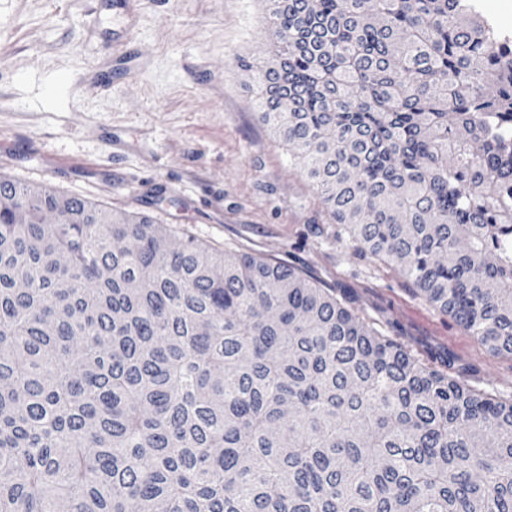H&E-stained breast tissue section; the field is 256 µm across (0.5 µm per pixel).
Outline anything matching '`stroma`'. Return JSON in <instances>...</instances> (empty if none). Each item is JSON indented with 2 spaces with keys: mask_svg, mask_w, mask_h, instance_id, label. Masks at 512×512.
Instances as JSON below:
<instances>
[{
  "mask_svg": "<svg viewBox=\"0 0 512 512\" xmlns=\"http://www.w3.org/2000/svg\"><path fill=\"white\" fill-rule=\"evenodd\" d=\"M132 71L106 60L123 18L93 0H0V177L148 215L178 238L281 261L408 347L452 359L472 386L512 394V357L428 304L395 263L359 252L284 141L259 122L237 63L266 57L265 0H131ZM126 142L113 151L112 139ZM66 160L55 170L49 156Z\"/></svg>",
  "mask_w": 512,
  "mask_h": 512,
  "instance_id": "obj_1",
  "label": "stroma"
}]
</instances>
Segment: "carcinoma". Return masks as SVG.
<instances>
[{
    "mask_svg": "<svg viewBox=\"0 0 512 512\" xmlns=\"http://www.w3.org/2000/svg\"><path fill=\"white\" fill-rule=\"evenodd\" d=\"M267 3L259 119L360 252L512 355V50L462 0ZM59 505L512 512V397L290 265L0 178V512Z\"/></svg>",
    "mask_w": 512,
    "mask_h": 512,
    "instance_id": "1",
    "label": "carcinoma"
}]
</instances>
